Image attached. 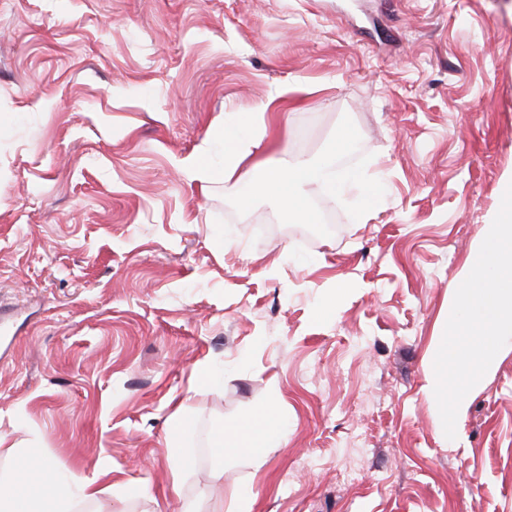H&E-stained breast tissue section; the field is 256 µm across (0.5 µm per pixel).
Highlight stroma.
<instances>
[{
  "label": "stroma",
  "instance_id": "35a3bbf8",
  "mask_svg": "<svg viewBox=\"0 0 512 512\" xmlns=\"http://www.w3.org/2000/svg\"><path fill=\"white\" fill-rule=\"evenodd\" d=\"M296 81L254 159L384 181L365 223L178 173ZM511 169L512 0H0V475L105 462L74 512H512V349L453 440L428 369ZM272 402L286 446L212 457Z\"/></svg>",
  "mask_w": 512,
  "mask_h": 512
}]
</instances>
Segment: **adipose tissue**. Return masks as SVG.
I'll return each mask as SVG.
<instances>
[{
  "label": "adipose tissue",
  "instance_id": "ef3b65f1",
  "mask_svg": "<svg viewBox=\"0 0 512 512\" xmlns=\"http://www.w3.org/2000/svg\"><path fill=\"white\" fill-rule=\"evenodd\" d=\"M264 134L254 126V115L239 112L224 121V163L213 167L202 157H188L181 161L179 171L187 182L208 181L214 177L232 180L243 167H250L254 174V191L274 197L287 213L306 214L305 188L319 184L326 193L345 194L357 192L358 203L363 213L374 211L383 194L384 186L376 181H368L360 174H352L348 180L337 181L336 175L328 167H318L296 161L285 169L264 168L254 163L252 157L262 143ZM253 193L239 197L241 206H249ZM288 442L285 422L275 406L269 405L259 412L242 418L231 427L214 428L210 436V448L217 458L245 454L252 457L264 456L267 449L283 446ZM32 470L35 474L36 489L27 491L17 481L0 480V512H37L42 500L65 501L69 483H77L84 499L91 500L97 495V477L108 475V468H100L96 478L71 475L69 480H61L52 465L46 461L36 462Z\"/></svg>",
  "mask_w": 512,
  "mask_h": 512
}]
</instances>
